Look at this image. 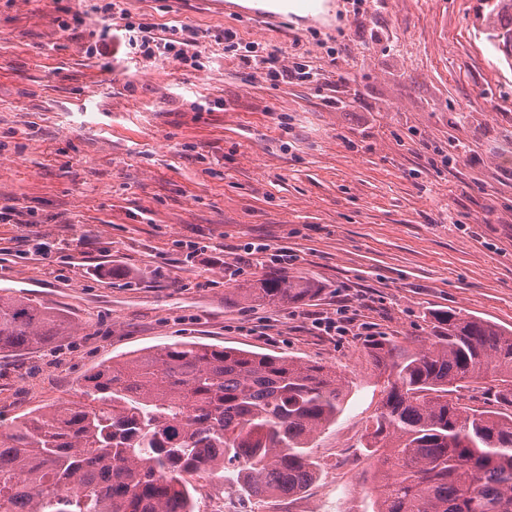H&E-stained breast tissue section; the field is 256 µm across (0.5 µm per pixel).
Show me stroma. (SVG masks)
Masks as SVG:
<instances>
[{
    "mask_svg": "<svg viewBox=\"0 0 512 512\" xmlns=\"http://www.w3.org/2000/svg\"><path fill=\"white\" fill-rule=\"evenodd\" d=\"M105 2L0 0V207L35 220L0 223V289L74 326L56 346L0 353V431L78 398L99 362L158 345L293 357L345 371L351 391L314 442L316 481L296 499H248L246 512H375L362 445L383 384L368 336L423 338L436 309L512 328V67L483 34L487 0H379L360 19L336 0L330 30L202 0H124L132 16L230 28L325 72L276 88L213 39L202 71L101 70L86 32L55 19L59 6ZM27 235L45 256L28 253ZM190 240L213 245L214 260L188 258ZM251 242L291 251L286 273L319 281L320 295L226 301L263 272L239 260ZM342 303L355 315L348 335L312 330L309 315Z\"/></svg>",
    "mask_w": 512,
    "mask_h": 512,
    "instance_id": "stroma-1",
    "label": "stroma"
}]
</instances>
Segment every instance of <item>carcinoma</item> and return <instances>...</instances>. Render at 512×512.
I'll return each mask as SVG.
<instances>
[{
  "label": "carcinoma",
  "instance_id": "carcinoma-1",
  "mask_svg": "<svg viewBox=\"0 0 512 512\" xmlns=\"http://www.w3.org/2000/svg\"><path fill=\"white\" fill-rule=\"evenodd\" d=\"M487 40L512 61V0H493ZM322 285L266 272L224 295L299 304ZM428 335L366 341L384 378L364 447L376 512H512V328L435 310ZM73 335L67 317L0 290V351ZM487 384L499 407L466 402ZM350 381L323 365L174 342L102 363L80 400L24 413L0 432V512H196L200 472L255 498L302 492L318 475L317 433L342 413Z\"/></svg>",
  "mask_w": 512,
  "mask_h": 512
}]
</instances>
